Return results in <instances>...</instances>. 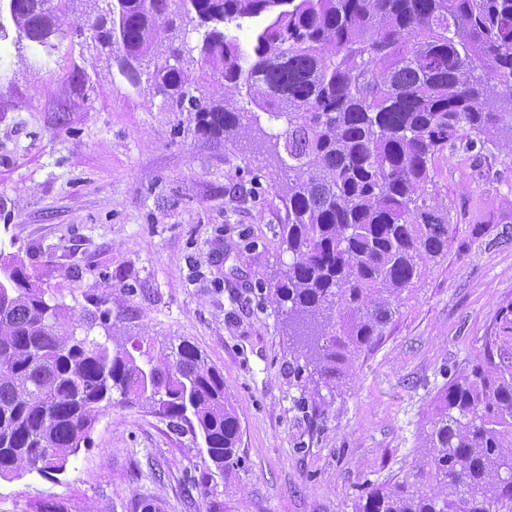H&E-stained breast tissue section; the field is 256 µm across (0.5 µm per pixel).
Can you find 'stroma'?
<instances>
[{"label": "stroma", "mask_w": 512, "mask_h": 512, "mask_svg": "<svg viewBox=\"0 0 512 512\" xmlns=\"http://www.w3.org/2000/svg\"><path fill=\"white\" fill-rule=\"evenodd\" d=\"M0 40V255L75 310L112 296L119 336L193 343L224 376L239 463L212 469L201 437L146 404L113 402L63 471L0 477V512H353L365 485L415 463L438 391L483 359L512 303V158L456 142L435 165L448 249L341 391L314 400L269 288L290 257L258 143L198 135L94 43Z\"/></svg>", "instance_id": "obj_1"}]
</instances>
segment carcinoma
Wrapping results in <instances>:
<instances>
[{
  "instance_id": "1",
  "label": "carcinoma",
  "mask_w": 512,
  "mask_h": 512,
  "mask_svg": "<svg viewBox=\"0 0 512 512\" xmlns=\"http://www.w3.org/2000/svg\"><path fill=\"white\" fill-rule=\"evenodd\" d=\"M67 1L84 2L0 0V19L36 48L116 35L132 85L148 61L156 92L195 113L199 135L253 136L269 154L292 256L272 296L314 391L336 390L422 264L448 249L447 198L428 191L435 159L458 140L512 156V0H100L68 24ZM260 18L249 44L232 32ZM189 24L201 32L194 80L178 42ZM201 81L224 96L190 94ZM244 97L252 109L234 106ZM47 294L0 259V477L63 470L115 393L196 423L230 472L239 420L197 347L114 335L108 293L77 319ZM486 346L436 395L410 472L365 487L354 512H512V304Z\"/></svg>"
}]
</instances>
